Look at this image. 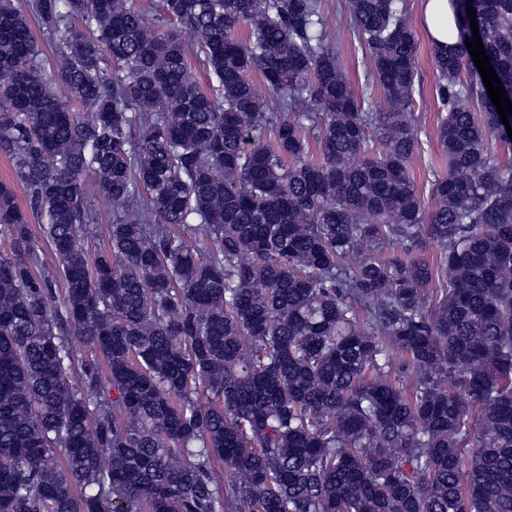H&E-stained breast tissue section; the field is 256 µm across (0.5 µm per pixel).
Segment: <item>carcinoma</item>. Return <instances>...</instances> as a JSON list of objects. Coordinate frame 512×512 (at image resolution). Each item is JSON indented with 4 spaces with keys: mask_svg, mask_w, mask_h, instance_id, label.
<instances>
[{
    "mask_svg": "<svg viewBox=\"0 0 512 512\" xmlns=\"http://www.w3.org/2000/svg\"><path fill=\"white\" fill-rule=\"evenodd\" d=\"M341 2L359 88L324 0H0L41 219L0 181V512H512V139L466 47L473 8L512 100V0H452L433 48L431 208L409 10ZM328 16L326 21V38L328 44L336 51L344 65L348 77L361 85L365 79V66L358 43L354 40L349 19L336 9V1L328 0ZM100 215L98 222L93 227V238L92 241L88 242L85 240L84 245H91L95 243L103 246L107 242L109 225L112 224V204L108 202H100Z\"/></svg>",
    "mask_w": 512,
    "mask_h": 512,
    "instance_id": "obj_1",
    "label": "carcinoma"
}]
</instances>
